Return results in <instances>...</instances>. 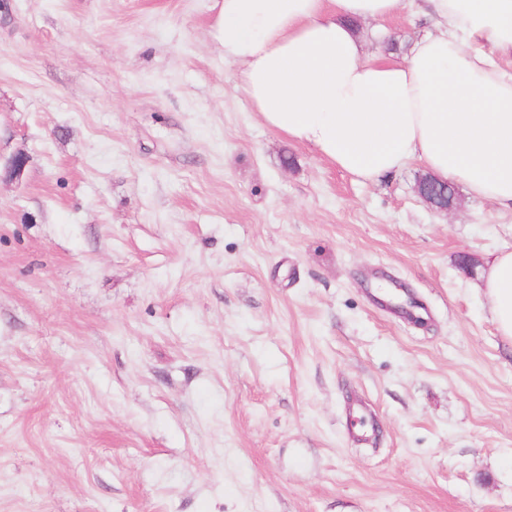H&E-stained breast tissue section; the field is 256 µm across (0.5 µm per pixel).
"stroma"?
Wrapping results in <instances>:
<instances>
[{"mask_svg": "<svg viewBox=\"0 0 512 512\" xmlns=\"http://www.w3.org/2000/svg\"><path fill=\"white\" fill-rule=\"evenodd\" d=\"M211 6L0 0V512H512V341L458 265L512 213L265 126Z\"/></svg>", "mask_w": 512, "mask_h": 512, "instance_id": "obj_1", "label": "stroma"}]
</instances>
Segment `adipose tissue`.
<instances>
[{"mask_svg":"<svg viewBox=\"0 0 512 512\" xmlns=\"http://www.w3.org/2000/svg\"><path fill=\"white\" fill-rule=\"evenodd\" d=\"M403 0H212L210 35L241 67L263 123L361 182L411 161L512 212V0H421L433 30L408 55H367L358 22ZM512 340V250L480 276Z\"/></svg>","mask_w":512,"mask_h":512,"instance_id":"ef3b65f1","label":"adipose tissue"}]
</instances>
